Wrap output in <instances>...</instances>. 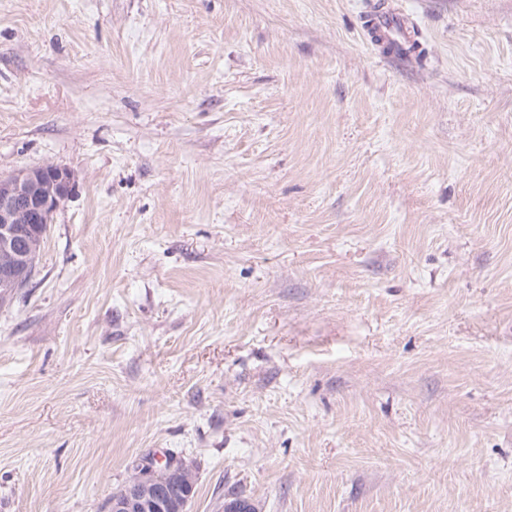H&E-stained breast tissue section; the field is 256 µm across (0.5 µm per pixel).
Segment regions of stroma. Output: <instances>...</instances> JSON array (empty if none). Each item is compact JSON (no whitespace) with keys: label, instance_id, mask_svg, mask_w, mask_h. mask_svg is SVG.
I'll use <instances>...</instances> for the list:
<instances>
[{"label":"stroma","instance_id":"35a3bbf8","mask_svg":"<svg viewBox=\"0 0 512 512\" xmlns=\"http://www.w3.org/2000/svg\"><path fill=\"white\" fill-rule=\"evenodd\" d=\"M0 0V176L74 175L0 301V512H512V0ZM365 28L375 36L372 43L377 45L383 41L392 42L395 55L390 57L405 60L408 49L413 44L410 18L400 10H381L368 16L364 21ZM379 38L381 41L379 42ZM178 465L166 463V458L158 459L154 455L143 462L133 461L128 467L130 473L125 484L135 471L134 480L123 491L125 485L117 488L112 496L122 493L107 500H112V512H149V509L157 508H163L166 512H187L193 491L176 495L170 490L179 480L180 471H176Z\"/></svg>","mask_w":512,"mask_h":512}]
</instances>
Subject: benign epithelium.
I'll return each mask as SVG.
<instances>
[{"instance_id": "1", "label": "benign epithelium", "mask_w": 512, "mask_h": 512, "mask_svg": "<svg viewBox=\"0 0 512 512\" xmlns=\"http://www.w3.org/2000/svg\"><path fill=\"white\" fill-rule=\"evenodd\" d=\"M72 190L68 170L54 164L21 170L0 177V272L15 275L17 281L30 278L32 257L40 241L24 235L20 224H49L60 203ZM178 464L155 456L136 463L135 478L112 499V512H187L191 493H171L179 480ZM224 512H255L248 498L224 500Z\"/></svg>"}]
</instances>
